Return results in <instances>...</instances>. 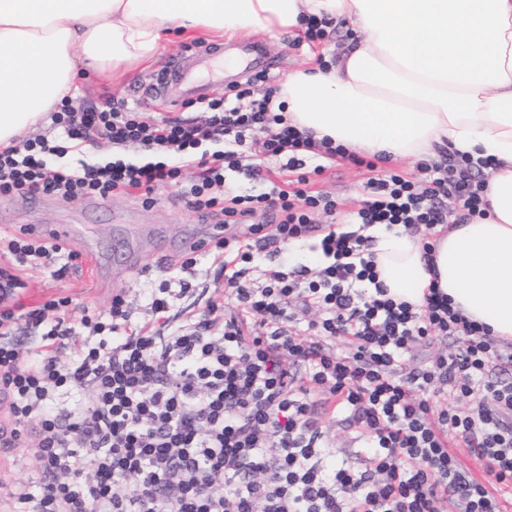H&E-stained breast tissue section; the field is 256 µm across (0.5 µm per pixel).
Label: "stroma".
<instances>
[{"label":"stroma","mask_w":512,"mask_h":512,"mask_svg":"<svg viewBox=\"0 0 512 512\" xmlns=\"http://www.w3.org/2000/svg\"><path fill=\"white\" fill-rule=\"evenodd\" d=\"M354 36L352 26L340 21L325 43L298 48L293 45V35L288 33L273 37L254 31L224 39L225 50L253 44L260 48L262 55L251 69L225 75L223 82L211 86L209 94L219 97L227 88L237 85L252 87L255 94H263L267 87L281 84L311 54L320 53L325 46L344 45ZM203 43L200 37L166 35L153 60L125 69L116 78L94 66H83L75 81L82 89L78 102L84 105L96 101L104 92L117 101L132 99L134 86L156 74L168 58L184 55ZM368 177L364 168L339 160L317 177L311 189L335 198L336 220L341 223L348 212L357 208ZM205 222V217L187 207L171 188L159 191L156 203L151 206L143 204L137 195L102 198L94 206L54 194L34 198L2 196L0 230L37 237L45 228L67 224L72 228V235L64 247L79 255L76 268L62 278L52 277L43 270L21 271L26 286L16 296V312L22 315L54 296L67 295L72 299V317L77 320L84 310H107L113 295L123 292L134 316L140 318L146 313V289L164 282L182 289L177 301L180 309L200 311L211 301L224 305V284L216 279L221 259L216 254H206L177 279H169L167 275L170 263L179 260L184 251L185 237ZM321 423L336 463L354 470L364 469L365 455L354 429L339 417L325 415Z\"/></svg>","instance_id":"stroma-1"}]
</instances>
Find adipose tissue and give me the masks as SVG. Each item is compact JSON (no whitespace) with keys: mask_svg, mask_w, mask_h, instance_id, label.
Segmentation results:
<instances>
[{"mask_svg":"<svg viewBox=\"0 0 512 512\" xmlns=\"http://www.w3.org/2000/svg\"><path fill=\"white\" fill-rule=\"evenodd\" d=\"M312 16L348 20L362 40L330 70L288 74L279 99L291 124L372 156L435 160L445 148L494 164L487 217L449 226L432 254L419 237L372 228L378 282L417 307L437 283L512 341V0H0V146L42 126L80 60L127 67L174 28L218 40Z\"/></svg>","mask_w":512,"mask_h":512,"instance_id":"ef3b65f1","label":"adipose tissue"}]
</instances>
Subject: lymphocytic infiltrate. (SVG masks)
<instances>
[{
    "label": "lymphocytic infiltrate",
    "instance_id": "1",
    "mask_svg": "<svg viewBox=\"0 0 512 512\" xmlns=\"http://www.w3.org/2000/svg\"><path fill=\"white\" fill-rule=\"evenodd\" d=\"M278 87H247L201 100L203 119L155 116L111 95L74 108L63 97L50 119L60 137L0 148V196L54 193L78 201L162 187L232 235L213 238L224 255L223 318H175L172 292H148L150 319L133 321L124 294L108 312L72 325L70 297L28 311L45 326L21 347L10 307L39 264L62 277L75 252L47 238L0 236V394L15 448L35 424V476L10 491L11 512H504L512 496V346L454 310L431 288L422 308L388 297L376 280L366 228L425 229L484 216L488 160L450 153L417 164L409 179L382 156L361 157L288 125ZM104 142L153 154L145 164L115 159L62 167L56 153ZM212 153H200L204 143ZM280 160L281 179L255 196L226 191V172L260 168L245 152ZM340 158L371 176L351 216L335 227V200L309 190L322 164ZM197 169L195 179L183 176ZM457 204L458 213L448 210ZM277 224L254 223L257 211ZM319 235L315 271L269 272L267 248ZM90 328L87 336L78 327ZM455 339V351L414 362L416 345ZM344 350H335V342ZM347 413L364 443V469L326 461L320 414ZM483 459V484L454 453Z\"/></svg>",
    "mask_w": 512,
    "mask_h": 512
}]
</instances>
